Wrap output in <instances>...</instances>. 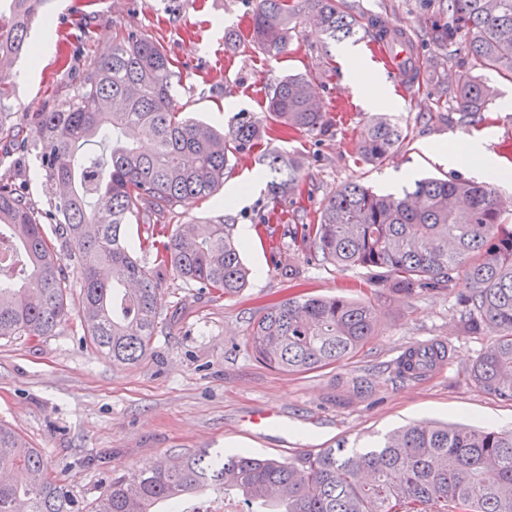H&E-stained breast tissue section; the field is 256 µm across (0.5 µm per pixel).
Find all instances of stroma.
I'll return each instance as SVG.
<instances>
[{
    "instance_id": "1",
    "label": "stroma",
    "mask_w": 512,
    "mask_h": 512,
    "mask_svg": "<svg viewBox=\"0 0 512 512\" xmlns=\"http://www.w3.org/2000/svg\"><path fill=\"white\" fill-rule=\"evenodd\" d=\"M366 18L404 30L422 62L413 81L390 76L395 104L387 114L408 138L387 160L364 159L357 144L373 112L345 87L340 43L300 23L287 54L267 58L250 41L255 0H45L52 20L53 51L39 66L20 59L0 105L12 116L13 141H0V178L21 186L40 209L50 210L52 190L37 170L30 128L36 113L57 106L75 90L96 52L127 32L159 43L182 73L175 89L181 111L216 128L232 114H264L271 87L288 74H304L326 112L325 134L280 129L273 139L230 156L225 188H244L233 210L223 197L175 207L167 224L224 217L253 226L244 246L249 285L237 297L215 299L207 290L163 274L159 324L151 350L136 366L112 365L87 347L78 320L37 340H0V423L15 429L83 505H91L113 475L131 473L202 448L297 460L325 448L374 447L395 428L416 422L512 430V401L486 394L469 378L472 363L493 340L490 332H465L457 294L463 274L447 289L405 295L382 270H337L311 259L284 233L293 216L313 215L319 202L355 182L372 191L399 193L415 179H475L439 148L478 140L507 178L497 180L499 200L512 217V82L495 72L483 79L497 91L476 126L464 125L455 101L441 105L434 88L469 71L465 39L449 45L448 62L435 64L427 32L443 20L439 0H356ZM87 25L91 42L76 39ZM296 158L298 191L273 204L265 182H254L265 151ZM294 293L345 296L371 302L376 335L352 358L304 373H285L258 361L248 342L252 324L268 305ZM440 342L449 358L442 370L417 379L398 372L410 345ZM274 411L279 423L261 433L250 416Z\"/></svg>"
}]
</instances>
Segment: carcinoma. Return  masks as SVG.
<instances>
[{
  "mask_svg": "<svg viewBox=\"0 0 512 512\" xmlns=\"http://www.w3.org/2000/svg\"><path fill=\"white\" fill-rule=\"evenodd\" d=\"M43 2L0 0V96L16 60L37 57L29 35L34 23L50 24ZM439 8L445 22L427 37L441 51L436 63L465 36L471 69L512 81V0H441ZM306 10L334 42L362 28L353 0H257L253 42L280 58ZM176 81L182 75L168 53L131 32L99 53L73 96L35 117L39 168L58 192L45 214L0 179V339H39L69 320L70 266L80 276L84 339L117 366L138 363L151 347L163 271L218 299L247 287L243 245L225 219L170 231L139 217H162L213 197L224 185L229 154L260 145L276 124L322 134L326 114L311 99L310 80L288 75L275 85L263 116L237 112L222 134L180 111ZM436 95L456 100L462 121L471 124L480 122L494 89L471 75L438 86ZM406 138L402 126L376 116L364 124L358 152L382 161ZM143 140L150 151L141 149ZM261 161L260 177L279 204L297 189L300 169L275 152ZM134 223L135 239L127 233ZM46 224L53 225L54 244ZM288 233L340 270H385L407 295L438 290L462 271L457 300L465 330L495 333L470 378L485 393L512 400V222L491 184L425 178L396 196L348 183L322 201L317 223L293 224ZM138 251L153 255V265L141 262ZM375 335L370 303L300 294L266 307L249 342L268 367L308 372L351 357ZM428 349L429 359L408 349L405 371L421 377L448 358L442 344ZM207 489L239 499L240 512H512V432L419 423L365 452L325 448L298 461L199 449L113 477L87 509L37 449L0 423V512H16L21 501L27 512H179Z\"/></svg>",
  "mask_w": 512,
  "mask_h": 512,
  "instance_id": "obj_1",
  "label": "carcinoma"
}]
</instances>
